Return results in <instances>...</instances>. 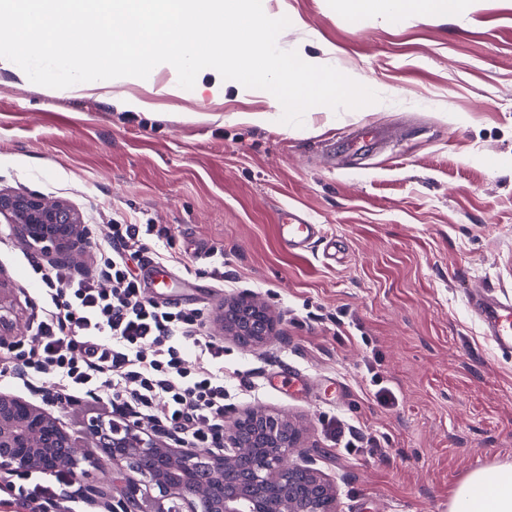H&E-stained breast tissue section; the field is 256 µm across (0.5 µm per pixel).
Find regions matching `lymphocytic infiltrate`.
I'll return each instance as SVG.
<instances>
[{
	"label": "lymphocytic infiltrate",
	"mask_w": 512,
	"mask_h": 512,
	"mask_svg": "<svg viewBox=\"0 0 512 512\" xmlns=\"http://www.w3.org/2000/svg\"><path fill=\"white\" fill-rule=\"evenodd\" d=\"M157 225L111 224V255L92 278L41 270L42 306L28 341L0 347V373L29 388L50 383L51 406L91 398L132 425L175 436L186 448L224 445V344L196 309L148 298L128 258L174 264ZM72 475L31 471L26 512L59 496Z\"/></svg>",
	"instance_id": "lymphocytic-infiltrate-1"
}]
</instances>
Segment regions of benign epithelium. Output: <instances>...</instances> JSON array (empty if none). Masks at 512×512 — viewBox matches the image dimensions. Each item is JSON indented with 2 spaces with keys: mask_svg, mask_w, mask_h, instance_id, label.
Returning <instances> with one entry per match:
<instances>
[{
  "mask_svg": "<svg viewBox=\"0 0 512 512\" xmlns=\"http://www.w3.org/2000/svg\"><path fill=\"white\" fill-rule=\"evenodd\" d=\"M0 216L46 254L72 258L84 244L81 214L64 200L0 190ZM224 336H251L261 346L275 330L268 307L248 293L224 301L216 316ZM89 432L117 465L112 479L85 482L76 493L107 512H335V481L301 446L299 428L287 417L256 410L236 418L224 433V449L181 448L173 436L145 438L132 427ZM71 437L41 406L0 392V471L77 468ZM158 490L147 500L141 486Z\"/></svg>",
  "mask_w": 512,
  "mask_h": 512,
  "instance_id": "obj_1",
  "label": "benign epithelium"
}]
</instances>
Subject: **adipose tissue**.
<instances>
[{"label":"adipose tissue","instance_id":"adipose-tissue-1","mask_svg":"<svg viewBox=\"0 0 512 512\" xmlns=\"http://www.w3.org/2000/svg\"><path fill=\"white\" fill-rule=\"evenodd\" d=\"M469 0H348L355 15L425 21L465 14ZM448 512H512V463L470 473L453 492Z\"/></svg>","mask_w":512,"mask_h":512}]
</instances>
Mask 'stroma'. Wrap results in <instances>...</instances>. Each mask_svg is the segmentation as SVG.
Returning <instances> with one entry per match:
<instances>
[{"label": "stroma", "mask_w": 512, "mask_h": 512, "mask_svg": "<svg viewBox=\"0 0 512 512\" xmlns=\"http://www.w3.org/2000/svg\"><path fill=\"white\" fill-rule=\"evenodd\" d=\"M271 7L291 21L281 48L362 74L385 105H319L296 127L268 95L212 93L209 74L190 89H172L166 69L53 89L0 70V189L81 211L90 246L67 264L73 275H94L112 221H149L200 287L189 292L174 267L166 298L208 321L241 292L265 303L277 320L267 344L224 343L230 414L296 419L337 484V512H448L468 474L512 461V356L468 304L486 286L512 297V0H471L465 18L425 23L354 16L345 0ZM121 96L147 111L119 109ZM358 127L392 135L341 149ZM289 211L340 241L335 258L322 241L288 251L278 225ZM213 248L220 283L201 259ZM52 263L0 223V298L18 338L41 306L36 269ZM290 366L313 386L281 388ZM55 415L82 471L111 479L86 431L107 411L83 401ZM335 423L362 447L346 449Z\"/></svg>", "instance_id": "35a3bbf8"}]
</instances>
